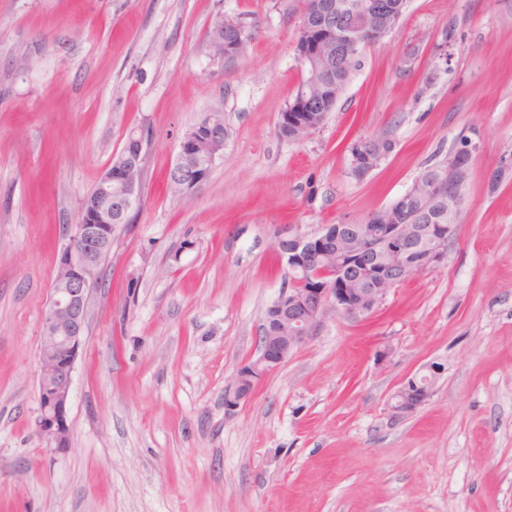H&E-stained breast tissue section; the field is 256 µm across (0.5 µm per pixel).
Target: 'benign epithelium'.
<instances>
[{
  "instance_id": "1",
  "label": "benign epithelium",
  "mask_w": 512,
  "mask_h": 512,
  "mask_svg": "<svg viewBox=\"0 0 512 512\" xmlns=\"http://www.w3.org/2000/svg\"><path fill=\"white\" fill-rule=\"evenodd\" d=\"M392 6L364 0L362 3H338L318 0L311 23L314 28L330 23L337 36L317 38L309 32L313 48L295 47L296 59L311 79L322 75L320 63L336 57L339 47L380 43L386 36L381 27ZM348 11L363 12L369 22L362 26L336 27V18ZM210 46L220 58H232L242 48L240 38L224 40V19H217ZM224 158V118L208 113L205 122L185 132L179 142L171 169L181 185L195 196L206 183V175ZM144 138L130 135L119 159L103 171L97 181L98 194L92 209L81 204L80 219L73 225L58 259L52 284V299L46 310L38 355L39 409L35 424L50 450L68 449L70 423L68 407L73 371L81 349L89 316L90 298L97 285L103 258L112 249V237L127 223L130 212L140 201L143 175ZM395 224L381 221L359 233L354 224H324L314 234H305L295 224L279 227L275 239L285 244L277 252L285 268L299 276L298 287L285 289L267 311L265 332L258 337L256 356L240 366L224 387L225 407L232 411L248 400L259 382L279 369L288 357L313 334L325 314L336 313L342 319L363 321L385 302L391 289L407 277L440 263L447 242L457 232L455 224ZM330 245L331 256L346 260L344 287L330 279L334 268H314L317 251ZM435 377L407 378L393 394L394 416L408 415L426 405L432 395Z\"/></svg>"
}]
</instances>
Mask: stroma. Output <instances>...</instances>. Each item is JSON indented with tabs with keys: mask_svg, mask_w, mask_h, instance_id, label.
Returning <instances> with one entry per match:
<instances>
[{
	"mask_svg": "<svg viewBox=\"0 0 512 512\" xmlns=\"http://www.w3.org/2000/svg\"><path fill=\"white\" fill-rule=\"evenodd\" d=\"M301 0H0V512H512V0H409L309 139L278 136ZM252 27L215 57L217 18ZM224 114L194 199L167 175ZM141 205L90 300L65 452L36 433L38 351L67 231L130 130ZM387 136L366 177L349 143ZM447 257L360 322L327 313L235 411L282 287L280 225L358 224L463 142ZM497 188H489L493 171ZM431 400L392 416L410 376Z\"/></svg>",
	"mask_w": 512,
	"mask_h": 512,
	"instance_id": "1",
	"label": "stroma"
}]
</instances>
